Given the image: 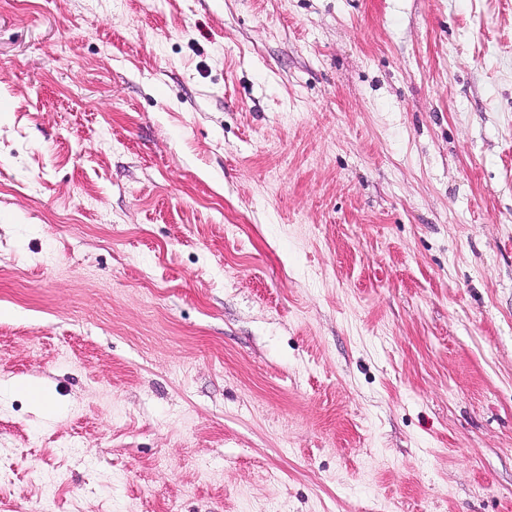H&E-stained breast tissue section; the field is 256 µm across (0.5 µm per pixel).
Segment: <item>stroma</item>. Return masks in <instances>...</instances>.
<instances>
[{
  "instance_id": "35a3bbf8",
  "label": "stroma",
  "mask_w": 512,
  "mask_h": 512,
  "mask_svg": "<svg viewBox=\"0 0 512 512\" xmlns=\"http://www.w3.org/2000/svg\"><path fill=\"white\" fill-rule=\"evenodd\" d=\"M0 512H512V0H0Z\"/></svg>"
}]
</instances>
